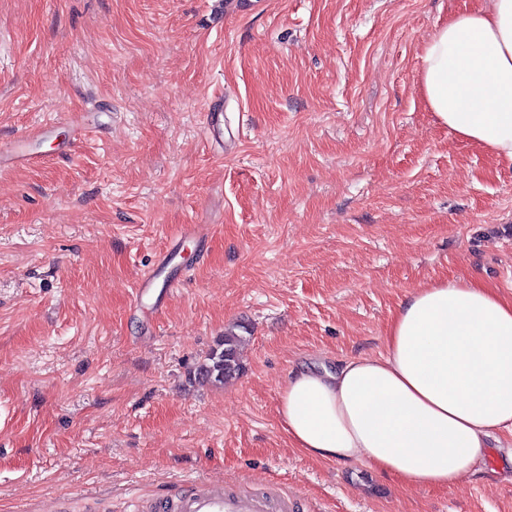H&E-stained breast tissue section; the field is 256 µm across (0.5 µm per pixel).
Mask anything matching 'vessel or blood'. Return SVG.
Segmentation results:
<instances>
[{
	"mask_svg": "<svg viewBox=\"0 0 512 512\" xmlns=\"http://www.w3.org/2000/svg\"><path fill=\"white\" fill-rule=\"evenodd\" d=\"M154 512H293L294 505L279 490L260 495L195 483L186 493L156 502Z\"/></svg>",
	"mask_w": 512,
	"mask_h": 512,
	"instance_id": "1",
	"label": "vessel or blood"
}]
</instances>
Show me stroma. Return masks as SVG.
Masks as SVG:
<instances>
[{
	"label": "stroma",
	"mask_w": 512,
	"mask_h": 512,
	"mask_svg": "<svg viewBox=\"0 0 512 512\" xmlns=\"http://www.w3.org/2000/svg\"><path fill=\"white\" fill-rule=\"evenodd\" d=\"M484 5L0 0V512H134L196 481L294 512H512L500 459L409 488L307 457L277 414L291 369L382 353L408 293L512 295V165L416 85L422 43ZM22 136L41 163L10 157ZM236 325L240 375L190 384Z\"/></svg>",
	"instance_id": "stroma-1"
}]
</instances>
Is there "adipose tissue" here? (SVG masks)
I'll return each mask as SVG.
<instances>
[{
  "mask_svg": "<svg viewBox=\"0 0 512 512\" xmlns=\"http://www.w3.org/2000/svg\"><path fill=\"white\" fill-rule=\"evenodd\" d=\"M418 85L437 120L512 164V0L457 14L421 48ZM278 414L294 448L360 461L404 485L445 488L481 471L512 434V297L477 279L408 294L384 353L288 374Z\"/></svg>",
  "mask_w": 512,
  "mask_h": 512,
  "instance_id": "1",
  "label": "adipose tissue"
}]
</instances>
